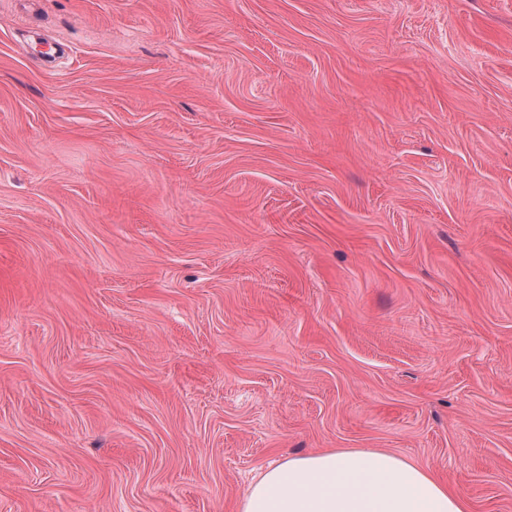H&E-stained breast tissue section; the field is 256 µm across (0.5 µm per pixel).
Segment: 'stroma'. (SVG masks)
<instances>
[{"instance_id": "obj_1", "label": "stroma", "mask_w": 512, "mask_h": 512, "mask_svg": "<svg viewBox=\"0 0 512 512\" xmlns=\"http://www.w3.org/2000/svg\"><path fill=\"white\" fill-rule=\"evenodd\" d=\"M331 448L512 512V0H0V512Z\"/></svg>"}]
</instances>
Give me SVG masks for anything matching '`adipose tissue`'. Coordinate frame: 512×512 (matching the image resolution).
<instances>
[{
	"instance_id": "ef3b65f1",
	"label": "adipose tissue",
	"mask_w": 512,
	"mask_h": 512,
	"mask_svg": "<svg viewBox=\"0 0 512 512\" xmlns=\"http://www.w3.org/2000/svg\"><path fill=\"white\" fill-rule=\"evenodd\" d=\"M240 512H468L432 468L376 448L329 450L266 466Z\"/></svg>"
}]
</instances>
